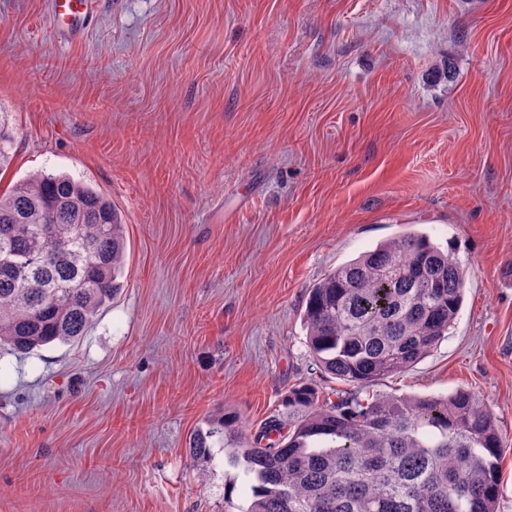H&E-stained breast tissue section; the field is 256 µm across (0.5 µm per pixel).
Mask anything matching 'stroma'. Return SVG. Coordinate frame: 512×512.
I'll list each match as a JSON object with an SVG mask.
<instances>
[{
	"instance_id": "stroma-1",
	"label": "stroma",
	"mask_w": 512,
	"mask_h": 512,
	"mask_svg": "<svg viewBox=\"0 0 512 512\" xmlns=\"http://www.w3.org/2000/svg\"><path fill=\"white\" fill-rule=\"evenodd\" d=\"M0 109V189L67 174L127 239L87 336L0 356V512H247L191 434L278 410L309 288L409 230L454 246L464 302L373 390L484 398L512 512V0H96L76 27L0 0ZM14 144L13 125L10 112L0 109V171L11 161V150Z\"/></svg>"
}]
</instances>
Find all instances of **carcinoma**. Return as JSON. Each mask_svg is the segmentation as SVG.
Masks as SVG:
<instances>
[{"mask_svg":"<svg viewBox=\"0 0 512 512\" xmlns=\"http://www.w3.org/2000/svg\"><path fill=\"white\" fill-rule=\"evenodd\" d=\"M0 111V170L11 161ZM125 224L92 186L44 171L0 193V353L71 345L123 287ZM467 269L455 252L407 232L309 289L303 322L317 372L353 386L288 389L283 412L253 433L212 414L189 439L194 463L224 447L251 476L247 512H498L504 443L475 393H375L448 336Z\"/></svg>","mask_w":512,"mask_h":512,"instance_id":"1","label":"carcinoma"}]
</instances>
